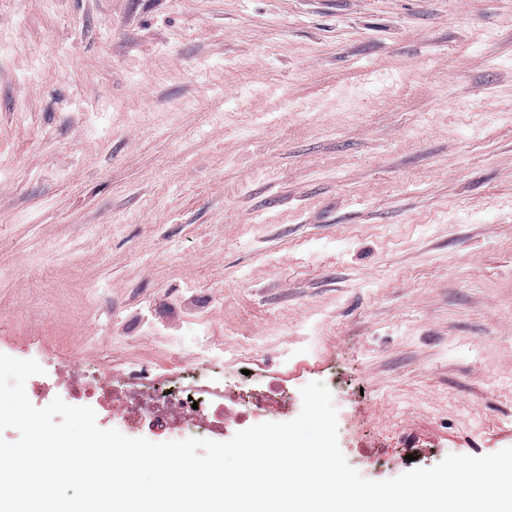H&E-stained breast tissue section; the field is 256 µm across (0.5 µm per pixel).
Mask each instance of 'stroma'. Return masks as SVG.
<instances>
[{
    "label": "stroma",
    "instance_id": "stroma-1",
    "mask_svg": "<svg viewBox=\"0 0 512 512\" xmlns=\"http://www.w3.org/2000/svg\"><path fill=\"white\" fill-rule=\"evenodd\" d=\"M0 353L38 408L74 360L223 389L95 405L131 438L320 381L366 479L512 447V0H0ZM185 393L178 391L173 394L171 404L177 403L179 414L186 421H195L197 415L209 407L215 398H223L224 396L222 389L210 385H194L189 387ZM189 397H192V400H189ZM193 402H197L198 409L192 408Z\"/></svg>",
    "mask_w": 512,
    "mask_h": 512
}]
</instances>
